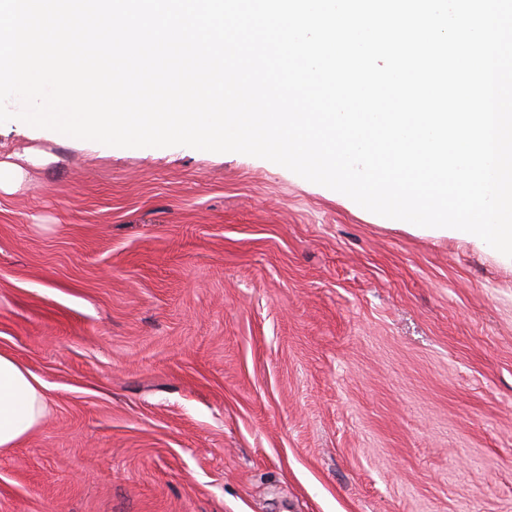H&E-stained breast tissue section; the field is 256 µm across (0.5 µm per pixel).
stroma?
Masks as SVG:
<instances>
[{
	"mask_svg": "<svg viewBox=\"0 0 512 512\" xmlns=\"http://www.w3.org/2000/svg\"><path fill=\"white\" fill-rule=\"evenodd\" d=\"M0 512H512V266L240 153L0 124ZM40 381L12 354L0 351V448L16 447L44 419Z\"/></svg>",
	"mask_w": 512,
	"mask_h": 512,
	"instance_id": "35a3bbf8",
	"label": "stroma"
}]
</instances>
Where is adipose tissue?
I'll return each instance as SVG.
<instances>
[{
	"mask_svg": "<svg viewBox=\"0 0 512 512\" xmlns=\"http://www.w3.org/2000/svg\"><path fill=\"white\" fill-rule=\"evenodd\" d=\"M47 410L40 381L12 354L0 351V448L16 447Z\"/></svg>",
	"mask_w": 512,
	"mask_h": 512,
	"instance_id": "ef3b65f1",
	"label": "adipose tissue"
}]
</instances>
